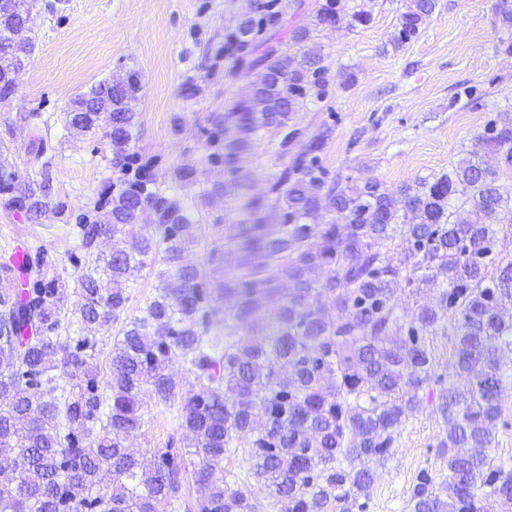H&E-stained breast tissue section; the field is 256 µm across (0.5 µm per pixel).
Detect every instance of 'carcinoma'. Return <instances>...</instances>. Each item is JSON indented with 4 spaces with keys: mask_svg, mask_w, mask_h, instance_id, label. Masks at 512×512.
<instances>
[{
    "mask_svg": "<svg viewBox=\"0 0 512 512\" xmlns=\"http://www.w3.org/2000/svg\"><path fill=\"white\" fill-rule=\"evenodd\" d=\"M275 2L253 0L250 15L225 36V53L264 72L209 118L223 133L210 140L209 159L224 165V182L206 195L234 202L235 218L224 225V276L202 281L184 262L193 225L184 198L133 181L112 195L111 221L77 224L87 249L102 235L112 241L104 265L80 278V335L65 345L58 340L67 292L43 248L29 252L28 278L0 289V463L16 469L0 480V512H161L177 497L185 460L171 443L148 458L125 445L144 424L146 393L182 401L181 427L198 448V512H255L248 495L218 475L233 448L247 449L255 478L282 512H345L350 498L369 494L370 463L384 464L398 428L422 406L434 367L430 337L448 331L450 313L457 316L459 383L441 388L435 413L445 424L439 448L448 453L451 476L443 495L420 481L413 509L488 512L512 503V468L491 455L501 395L512 384L505 369L512 365V259L495 257V225L504 223L512 201L499 184L512 174V118L501 115L481 138L495 164L466 158L396 194L377 180L345 185L330 176L320 153L332 128L322 123L273 178L268 196L256 198L243 161L260 133L298 132L307 99L319 101L325 92L318 52L267 47L249 61L261 48L259 36L279 20ZM340 2L318 4V22L370 23L372 0ZM436 6L410 0L396 43L416 37ZM32 8L33 0H0V102L15 95L10 74L31 52L28 42L18 53L10 42L11 32L31 22ZM141 89L131 74L69 105L70 128L105 129L112 166L122 173L132 159L133 103ZM461 192L470 209L450 210ZM0 194L6 208L31 219L46 206L2 167ZM324 212L334 217L317 223ZM146 218L154 233L125 240V226ZM398 238L409 247L395 264L388 253ZM156 252L166 266L158 295L126 319L103 382L91 363L92 332L125 313L131 277ZM404 284L416 295L435 292L407 323L396 314ZM226 299L227 310L219 305ZM219 315L231 323L222 341L211 335ZM270 318L274 330L267 334ZM175 358L194 374L184 392L167 372ZM63 377L70 383L65 397L58 395Z\"/></svg>",
    "mask_w": 512,
    "mask_h": 512,
    "instance_id": "cac0c4a2",
    "label": "carcinoma"
}]
</instances>
